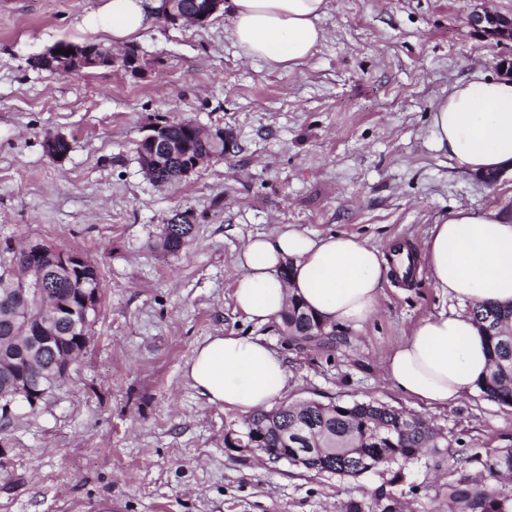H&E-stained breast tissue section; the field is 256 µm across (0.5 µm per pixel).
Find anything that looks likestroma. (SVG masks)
<instances>
[{
	"mask_svg": "<svg viewBox=\"0 0 512 512\" xmlns=\"http://www.w3.org/2000/svg\"><path fill=\"white\" fill-rule=\"evenodd\" d=\"M101 4L0 0V240L86 252L103 292L70 377L0 428L10 441L0 512H341L384 484L405 512H448V450L512 448V407L478 389L430 407L391 387L383 363L418 321L463 302L427 271L391 276L368 323L302 346L283 324L236 311L235 264L249 237L286 225L419 250L456 206L511 214L512 172L492 184L459 172L435 148L430 112L475 71L501 75L512 41L470 17L512 18V0H329L325 41L290 70L245 57L223 13L204 28L158 21L141 32L135 76L30 66L61 41L104 42L83 24ZM173 118L224 128L234 151L160 188L136 144ZM49 133L72 144L63 162L44 150ZM185 210L193 240L166 254L164 222ZM215 335L258 337L284 355L282 402H383L430 420L442 455L422 456L393 485L380 470L340 478L229 450L244 414L208 404L184 375Z\"/></svg>",
	"mask_w": 512,
	"mask_h": 512,
	"instance_id": "1",
	"label": "stroma"
}]
</instances>
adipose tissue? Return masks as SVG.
Returning a JSON list of instances; mask_svg holds the SVG:
<instances>
[{
  "label": "adipose tissue",
  "mask_w": 512,
  "mask_h": 512,
  "mask_svg": "<svg viewBox=\"0 0 512 512\" xmlns=\"http://www.w3.org/2000/svg\"><path fill=\"white\" fill-rule=\"evenodd\" d=\"M160 0H105L89 16L114 45L132 40L158 16ZM328 0H224L235 44L268 67H294L326 33ZM437 150L465 173L484 175L512 166V79H474L454 85L432 114ZM435 288L468 302L465 312L420 320L388 357L384 374L405 395L432 406L458 402L488 373V353L471 312L512 303V216L460 206L434 225L423 251ZM376 246L348 234L311 236L287 226L248 240L237 257L234 301L248 320L280 318L289 296L327 325L362 327L376 313L391 262ZM291 265L290 281L280 271ZM209 404L251 413L281 397L288 366L253 336H210L185 368Z\"/></svg>",
  "instance_id": "obj_1"
}]
</instances>
